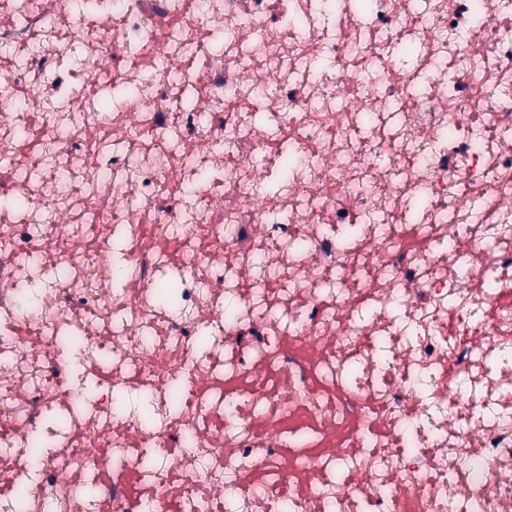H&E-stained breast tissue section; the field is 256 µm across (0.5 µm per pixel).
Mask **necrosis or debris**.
Returning a JSON list of instances; mask_svg holds the SVG:
<instances>
[{
  "label": "necrosis or debris",
  "mask_w": 512,
  "mask_h": 512,
  "mask_svg": "<svg viewBox=\"0 0 512 512\" xmlns=\"http://www.w3.org/2000/svg\"><path fill=\"white\" fill-rule=\"evenodd\" d=\"M97 3L0 0V512H512V0Z\"/></svg>",
  "instance_id": "necrosis-or-debris-1"
}]
</instances>
